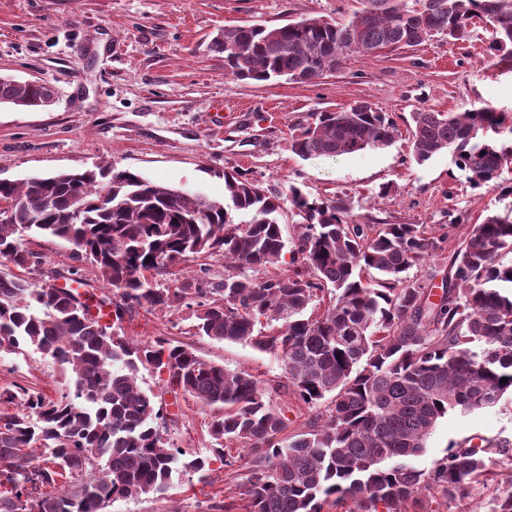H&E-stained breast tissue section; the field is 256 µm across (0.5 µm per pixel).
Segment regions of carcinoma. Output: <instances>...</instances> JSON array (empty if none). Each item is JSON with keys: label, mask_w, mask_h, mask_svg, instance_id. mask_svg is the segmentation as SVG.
<instances>
[{"label": "carcinoma", "mask_w": 512, "mask_h": 512, "mask_svg": "<svg viewBox=\"0 0 512 512\" xmlns=\"http://www.w3.org/2000/svg\"><path fill=\"white\" fill-rule=\"evenodd\" d=\"M344 21L309 16L268 26L224 27L209 50L240 81L314 82L348 58L377 48L417 46L430 31L460 40L473 21L491 30L488 52L512 57V0H362ZM37 81L0 77V105L36 107L51 98ZM411 153L423 164L446 152L475 187L500 185L512 167V139L487 136L502 125L486 104L463 112L410 114ZM398 129L367 101L311 115L290 151L336 157L386 146ZM301 222L284 235V204ZM0 265L38 263L30 241L66 242L112 296L0 271V359L29 349L52 359L67 382L54 399L24 386L0 387V512H109L117 501L163 497L173 474L207 471L201 455L169 447L163 408L140 373L169 383L213 412V455L250 449L249 512H407L422 498L454 499L481 475L486 454H512L508 438L450 445L428 469L421 456L438 421L495 406L512 392V212L491 213L453 249L441 294L409 271L446 237L417 224H360L351 202L292 184L268 195L236 171L224 172V199L169 187L115 170L64 171L0 181ZM83 207L74 218L75 206ZM291 255L289 273L250 278ZM220 255L223 276L205 263L191 279L163 284L170 268ZM190 310L193 335L245 342L281 363L291 393L324 423L285 435V417L255 375L204 360L189 343L139 344L120 335L126 313ZM508 382L501 383V378ZM488 512H512V489Z\"/></svg>", "instance_id": "obj_1"}]
</instances>
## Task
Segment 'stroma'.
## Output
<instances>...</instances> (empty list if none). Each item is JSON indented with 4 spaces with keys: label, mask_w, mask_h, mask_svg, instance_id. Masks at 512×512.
Listing matches in <instances>:
<instances>
[{
    "label": "stroma",
    "mask_w": 512,
    "mask_h": 512,
    "mask_svg": "<svg viewBox=\"0 0 512 512\" xmlns=\"http://www.w3.org/2000/svg\"><path fill=\"white\" fill-rule=\"evenodd\" d=\"M358 7V0H0V77L40 81L54 92L41 109L0 105V176L21 180L109 164L220 199L224 172L234 168L274 195L293 183L345 197L362 224H421L438 237L453 208L462 216L457 237L468 238L486 214L511 210L512 195L473 187L445 153L416 164L408 123L421 108L462 112L486 103L512 117V61L488 56L483 25L463 41L436 35L417 47L350 58L313 83L233 80L224 75L223 56L208 49L227 26L319 15L345 20ZM358 100L393 117L399 132L391 144L333 158L291 153L293 127ZM219 103L236 115L221 130L213 118ZM31 248L40 259L27 277L65 285L75 265L69 249L49 238ZM192 324L188 311L144 306L121 328L143 344L190 339L206 361L248 370L269 386L282 380L273 355L246 343L191 338ZM62 381L60 367L40 354L0 359V386L19 384L52 399ZM143 387L161 395L165 415L177 417L175 447L207 453L209 409L173 389L167 375L144 372ZM483 437L512 439L511 395L490 409L448 414L414 464L430 468L450 444ZM246 480V470L228 472L215 458L207 476H174L171 498L119 501L111 512H204L216 497L245 512ZM510 486L512 459L496 455L464 497L424 503L423 512H486Z\"/></svg>",
    "instance_id": "35a3bbf8"
}]
</instances>
